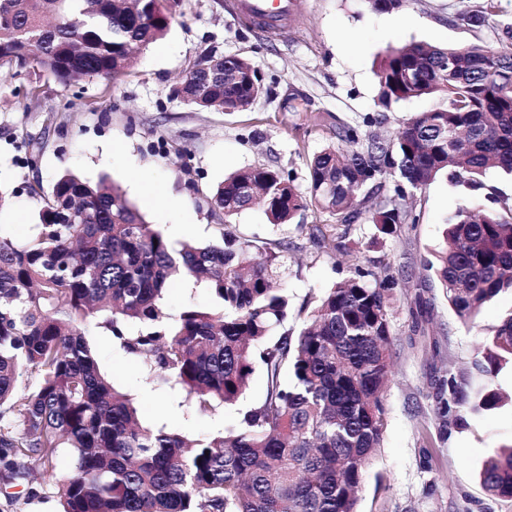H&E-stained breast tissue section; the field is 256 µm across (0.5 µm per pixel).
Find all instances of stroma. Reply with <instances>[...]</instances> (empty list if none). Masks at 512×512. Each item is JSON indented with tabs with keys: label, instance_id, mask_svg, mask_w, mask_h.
Here are the masks:
<instances>
[{
	"label": "stroma",
	"instance_id": "obj_1",
	"mask_svg": "<svg viewBox=\"0 0 512 512\" xmlns=\"http://www.w3.org/2000/svg\"><path fill=\"white\" fill-rule=\"evenodd\" d=\"M235 0H180L161 39L139 50L118 79L84 77L71 86L51 76H13L0 67V183L14 189L0 222L25 241L40 203L31 188L49 192L66 171L95 181L107 178L173 246L218 242L223 222L268 247H288L283 283L291 309L287 328L298 332L324 291L367 258L409 252L411 277L431 278L428 263L448 218L468 191L440 174L415 197L420 222L408 240L378 237L369 217L352 228L345 247L316 238L312 227L336 217L314 208L291 224L270 223L255 206L225 219L210 204L225 178L265 165L292 172L301 190L310 185L309 163L335 140V122L362 124L383 116L376 130L392 134L418 112L438 107L420 97L384 108L377 103L376 64L388 49L411 42L442 47L505 46L495 24H467L482 0H408L378 12L367 0H302L277 35L257 32ZM207 49L249 60L263 92L244 111L202 110L172 90ZM413 291L396 289L390 301L393 367L386 393L387 426L365 477L359 512H512V499L487 492L479 473L499 446L512 443V369L486 380L471 365L484 334L512 313V295L487 303L470 329L455 316L441 288L428 289L429 320L410 332ZM99 364L114 385L134 399L142 424L165 423L193 436L234 426L240 410L264 397L265 376L255 369L238 405L198 413L177 386L150 383L144 363L93 331ZM469 369L473 388L492 385L507 399L500 407L467 413L465 426L442 427L434 416V381L447 367ZM38 495L28 498V488ZM15 499L0 495V512H58L51 473L16 481Z\"/></svg>",
	"mask_w": 512,
	"mask_h": 512
}]
</instances>
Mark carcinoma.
Masks as SVG:
<instances>
[{
	"mask_svg": "<svg viewBox=\"0 0 512 512\" xmlns=\"http://www.w3.org/2000/svg\"><path fill=\"white\" fill-rule=\"evenodd\" d=\"M496 0L463 17L480 26ZM162 0H0V67L42 73L68 85L114 79L132 65L133 46L164 35ZM206 51L174 94L201 109L243 111L261 94L255 67ZM379 104L441 96L393 136L336 123V139L310 165L301 192L283 168L256 166L220 185L211 204L224 219L260 201L273 224L315 207L350 235L376 199L371 222L399 237L420 215L415 193L445 172L471 190L490 168L512 175V50L481 45L407 44L388 51L377 72ZM369 186L371 194L362 196ZM42 200L24 244L0 233V493L34 466L55 470L61 512H357L366 468L382 445L384 387L393 334L389 299L406 287L395 263L357 264L310 312L296 336L273 331L288 320L274 251L222 228L221 241L173 247L113 186L61 175ZM461 206L450 218L430 269L457 318L512 293V205ZM177 278L203 281L219 307L163 305ZM141 359L152 381L182 387L200 411L233 405L260 364L263 400L237 424L206 437L145 426L130 398L101 373L90 329ZM512 366V313L477 348L474 369L495 377ZM436 417L465 423L501 403L493 389L471 393L465 374L437 379ZM485 489L512 498V445L480 471Z\"/></svg>",
	"mask_w": 512,
	"mask_h": 512,
	"instance_id": "obj_1",
	"label": "carcinoma"
}]
</instances>
